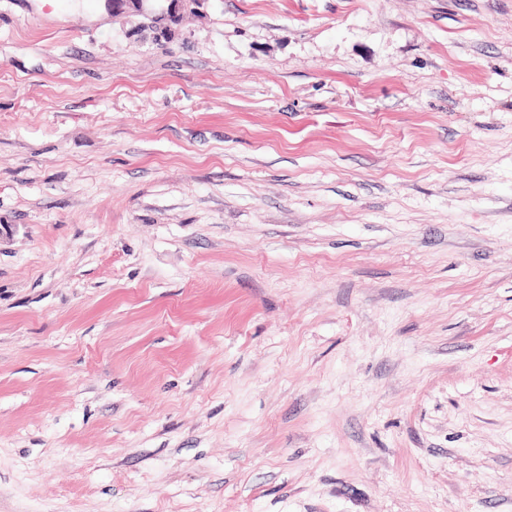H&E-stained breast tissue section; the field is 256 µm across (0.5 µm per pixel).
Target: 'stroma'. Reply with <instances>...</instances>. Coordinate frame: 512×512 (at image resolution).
Returning a JSON list of instances; mask_svg holds the SVG:
<instances>
[{"label": "stroma", "mask_w": 512, "mask_h": 512, "mask_svg": "<svg viewBox=\"0 0 512 512\" xmlns=\"http://www.w3.org/2000/svg\"><path fill=\"white\" fill-rule=\"evenodd\" d=\"M0 512H512V0H0ZM167 2L166 7H161L157 11V18L160 20L158 35L162 38V34L166 38L171 33V24L177 22L180 18L188 14H197L200 5L205 0H163Z\"/></svg>", "instance_id": "stroma-1"}]
</instances>
